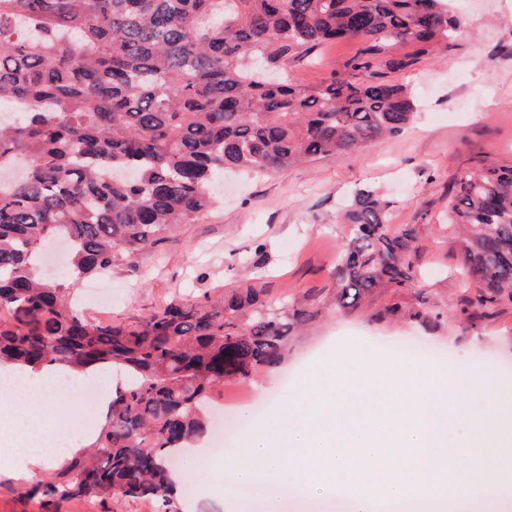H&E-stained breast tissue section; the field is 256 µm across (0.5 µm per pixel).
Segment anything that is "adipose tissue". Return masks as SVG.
I'll use <instances>...</instances> for the list:
<instances>
[{"instance_id":"obj_1","label":"adipose tissue","mask_w":512,"mask_h":512,"mask_svg":"<svg viewBox=\"0 0 512 512\" xmlns=\"http://www.w3.org/2000/svg\"><path fill=\"white\" fill-rule=\"evenodd\" d=\"M53 378V372L43 368L30 372L25 388L0 389V400L9 403L0 424V474L26 480L56 463V456L46 451L58 413V397L51 391Z\"/></svg>"}]
</instances>
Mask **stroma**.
I'll return each mask as SVG.
<instances>
[{
    "mask_svg": "<svg viewBox=\"0 0 512 512\" xmlns=\"http://www.w3.org/2000/svg\"><path fill=\"white\" fill-rule=\"evenodd\" d=\"M448 8L462 20L460 33L429 52L398 43L382 53L386 59L413 61L392 75L407 85L418 107L414 121L399 135L269 174L226 177L218 187L220 205L181 225L169 241L143 250L109 275L84 280L73 291L77 310L114 322H132L171 301L200 302L248 284L265 288L273 300L287 294L318 298L326 293L329 270L347 234L336 214L357 189L388 200L394 228L421 225L411 292L380 290L356 309L325 310L293 333L280 365L211 391L212 406L224 409L228 454L244 447L302 374L331 370L340 338L347 340L356 365L383 354L384 340L410 337L438 358L429 362L402 354L399 362L512 382V305L496 308L475 328L457 319L475 285L458 274L459 246L448 223V198L460 170L484 158L512 164V0H448ZM360 51L355 42L325 45L287 70L300 84L313 86L342 71ZM395 302L401 315L385 314ZM419 307L449 317L440 324L408 317V310ZM57 391L77 402L75 410L63 411L56 421L61 440L99 430L97 405L81 401V384H61ZM211 442L208 436L194 441L191 453L173 463L183 482L198 487L195 495H178L180 512H230L231 499L215 494V472L202 459ZM0 512H156V505L121 497L62 501L32 496L27 485L1 475Z\"/></svg>",
    "mask_w": 512,
    "mask_h": 512,
    "instance_id": "1",
    "label": "stroma"
}]
</instances>
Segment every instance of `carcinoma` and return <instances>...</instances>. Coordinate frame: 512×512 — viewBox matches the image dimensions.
<instances>
[{"label":"carcinoma","instance_id":"1","mask_svg":"<svg viewBox=\"0 0 512 512\" xmlns=\"http://www.w3.org/2000/svg\"><path fill=\"white\" fill-rule=\"evenodd\" d=\"M461 22L445 0H0V361L112 366L130 381L88 458L44 493L148 498L176 512L170 456L207 431L208 390L279 365L319 310L279 305L254 284L217 301L169 302L131 323L92 319L69 291L167 239L217 200L226 172L269 173L400 133L416 106L370 57L389 42L428 49ZM357 41L343 71L302 86L286 66ZM330 271L329 304L409 292L421 225L395 231L388 202L361 189ZM448 223L464 230L459 315L512 303V165L461 170ZM70 244L65 278L40 275L49 239Z\"/></svg>","mask_w":512,"mask_h":512}]
</instances>
